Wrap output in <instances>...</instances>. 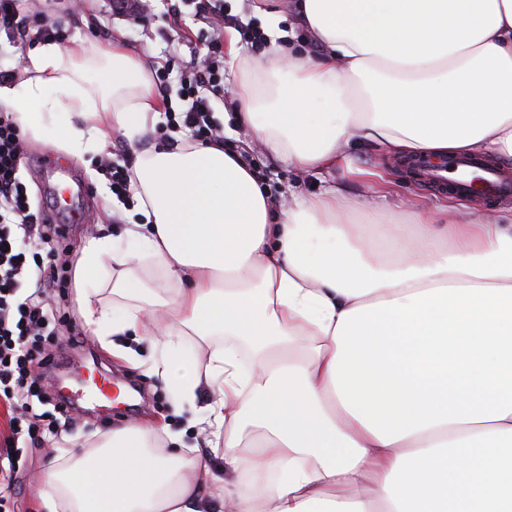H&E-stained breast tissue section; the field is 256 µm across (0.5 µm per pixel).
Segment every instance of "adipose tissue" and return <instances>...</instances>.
I'll use <instances>...</instances> for the list:
<instances>
[{
	"mask_svg": "<svg viewBox=\"0 0 512 512\" xmlns=\"http://www.w3.org/2000/svg\"><path fill=\"white\" fill-rule=\"evenodd\" d=\"M295 8L317 58L289 54L275 10L263 55L227 33L236 123L271 158L348 174L364 140L512 165V0ZM2 104L76 157L107 147L106 122L145 137L161 107L117 41L34 48ZM132 171L140 220L124 233L139 250L105 232L85 242L80 313L105 345L195 340L155 371L181 403L211 388L224 473L166 428L127 424L49 461L45 512H512V211L461 223L403 200L349 224L340 214L363 204L332 183L276 211L242 153L180 130ZM106 256L120 268L107 297L89 287ZM148 263L170 292L147 286Z\"/></svg>",
	"mask_w": 512,
	"mask_h": 512,
	"instance_id": "ef3b65f1",
	"label": "adipose tissue"
}]
</instances>
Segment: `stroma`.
Returning <instances> with one entry per match:
<instances>
[{
	"mask_svg": "<svg viewBox=\"0 0 512 512\" xmlns=\"http://www.w3.org/2000/svg\"><path fill=\"white\" fill-rule=\"evenodd\" d=\"M169 5L170 0H151L149 7L153 18L147 24L134 23L116 0H22L21 12L25 15L40 13L61 20L67 30V37L62 42L66 48L77 41L106 48L114 38H121L129 50L142 54L149 70L168 67V80L159 96L163 104L177 108L181 105V86L188 67L199 52H202L205 40L212 35V29L208 20L197 15L192 0H182L180 4V28L169 27ZM250 155L263 172L274 203L282 202L289 187L294 186L303 193L311 194L334 182L341 187L345 196L364 204L362 210L349 214V222L370 223L369 204L372 197L367 184L339 172H296L276 163L257 146L252 147ZM349 155L354 166L378 170L387 175L391 181V200L411 197L430 207L450 202L462 218L470 216L475 210L486 212L497 207L496 202L485 199L450 200L448 193L422 185L413 175L395 166L393 159L385 156L374 145L352 146ZM54 158L59 159L87 187L81 203L82 221L70 225L61 245L63 258L68 262H75L78 247L89 237L97 235L98 227L102 224L107 226L115 245L120 249H127L123 231L126 224L135 219V199L127 197L124 206H116V197L100 166L101 154L88 153L75 158L60 152L49 143L27 137L19 177L27 186L32 209L49 211L53 208V202L46 193L51 180L46 162ZM56 305L64 312L65 317L59 325L58 342L61 350L58 364L52 368L50 377L61 394L75 395L76 400L72 404L73 420L70 424L59 427L56 435L47 437L39 446L23 448L22 461L14 475L8 503L11 512H42L40 496L48 457L66 454L71 447L90 442L97 435L112 428L130 422L164 425L171 431L183 433L189 442L202 439L210 432L209 426L199 422L194 414L195 409L204 408L210 402L209 388L198 390L194 406L181 407L175 404L174 397L163 379L152 371L154 361L167 351L163 338L119 337V344L136 354L138 361L133 364L112 356L102 347L99 339L91 335L78 311L75 287H68L64 297L57 300ZM75 332L85 336L84 345L74 346L68 343V336ZM87 359L95 361L100 368L113 376L135 381L145 393L144 401L125 414H110L107 403L91 396L87 385L73 379L74 373Z\"/></svg>",
	"mask_w": 512,
	"mask_h": 512,
	"instance_id": "stroma-1",
	"label": "stroma"
}]
</instances>
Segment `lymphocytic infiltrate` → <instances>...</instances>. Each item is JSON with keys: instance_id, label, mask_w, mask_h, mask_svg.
<instances>
[{"instance_id": "lymphocytic-infiltrate-1", "label": "lymphocytic infiltrate", "mask_w": 512, "mask_h": 512, "mask_svg": "<svg viewBox=\"0 0 512 512\" xmlns=\"http://www.w3.org/2000/svg\"><path fill=\"white\" fill-rule=\"evenodd\" d=\"M19 0H0V30L35 44L63 39L58 22L37 14L26 19ZM200 14L210 16L215 37L201 58L191 64L181 88L183 105L170 126L186 127L199 144L223 141L224 132L212 121L215 101L225 100L224 57L216 40L224 29V9L218 0H197ZM23 134L12 116L0 114V393L12 400L19 424L15 436L38 442L40 414L33 402L52 403L45 384L54 365L56 320L51 308L54 289L67 283V265L58 244L65 227L46 223L31 208L27 188L18 176L23 159ZM38 287L25 294L29 278Z\"/></svg>"}]
</instances>
